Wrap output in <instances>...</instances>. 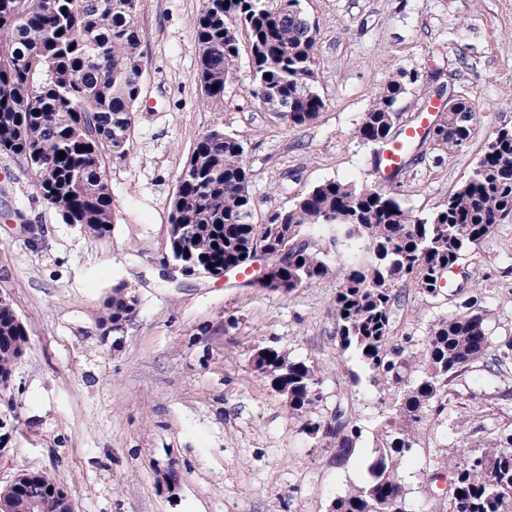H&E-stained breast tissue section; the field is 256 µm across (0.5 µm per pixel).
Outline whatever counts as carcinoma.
I'll return each mask as SVG.
<instances>
[{
    "mask_svg": "<svg viewBox=\"0 0 512 512\" xmlns=\"http://www.w3.org/2000/svg\"><path fill=\"white\" fill-rule=\"evenodd\" d=\"M141 7L142 0H0V152L25 160L41 198L63 223L80 226L92 238L112 232L104 157L129 146L145 66L137 23ZM195 29V80L208 105L224 100L243 33L252 61V97L288 103L282 120L290 127L318 118L324 101L315 87L317 29L302 21L300 0H206ZM419 79L415 72H397L362 117L357 136L367 144H395L404 154L428 140L462 150L474 118L463 98L462 113L439 116L419 141L397 129L399 103ZM251 178L243 140L219 127L207 129L170 202L169 223L184 229L169 239L172 261L186 273L202 274L245 265L259 254L280 275L281 285L265 288L292 292L331 271L327 252L308 244L295 248L297 238L320 227L335 243H365V255L347 262L336 293V335L365 379L389 391L395 416L382 423L363 482L334 499L330 512H408L398 469L413 446L412 429L427 412L441 414L454 380L485 358L491 340L478 294L464 293L460 284L453 291L457 311L433 327L420 356L421 373L415 380L405 377L411 338L401 344L392 335L396 286L411 281L428 295L441 294L453 267L462 266L494 225L512 217V128L487 139L470 173L425 216L403 207L390 188L328 180L257 224ZM136 305L123 285L112 288L105 304L112 330L120 329ZM27 343L11 299H0L1 373L14 370ZM253 365L287 397L290 409L303 412L315 403L314 366L274 347L259 349ZM334 421L330 441L342 464L362 430L341 408ZM448 473L449 512H512V432ZM57 488L52 474L36 472L9 497L18 506Z\"/></svg>",
    "mask_w": 512,
    "mask_h": 512,
    "instance_id": "1",
    "label": "carcinoma"
}]
</instances>
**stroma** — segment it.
Masks as SVG:
<instances>
[{"label":"stroma","instance_id":"stroma-1","mask_svg":"<svg viewBox=\"0 0 512 512\" xmlns=\"http://www.w3.org/2000/svg\"><path fill=\"white\" fill-rule=\"evenodd\" d=\"M205 0H144L145 71L130 145L108 156L115 211L109 235L63 223L25 162L0 153V292L29 342L14 369L16 428L0 433V486L20 472L53 473L75 512H328L360 483L391 402L366 380L336 335L334 302L360 241L330 248V274L292 293L234 277L172 270L170 200L201 134L214 126L245 143L256 219L335 179L382 182L375 148L356 130L398 71L420 81L401 101L400 128L459 96L474 106L472 138L448 151L408 153L394 187L428 213L479 158L492 132L512 127V0H301L317 28L316 89L325 107L292 128L252 98L241 49L224 103L206 105L195 20ZM494 344L512 340V218L463 262ZM138 300L120 330L106 322L115 285ZM395 336L425 349L454 300L399 284ZM314 365L318 401L303 412L253 366L263 347ZM512 368L479 364L459 379L444 418L423 416L400 467L410 512H448L433 481L451 455L466 459L512 430ZM344 408L362 429L352 455L309 432Z\"/></svg>","mask_w":512,"mask_h":512}]
</instances>
